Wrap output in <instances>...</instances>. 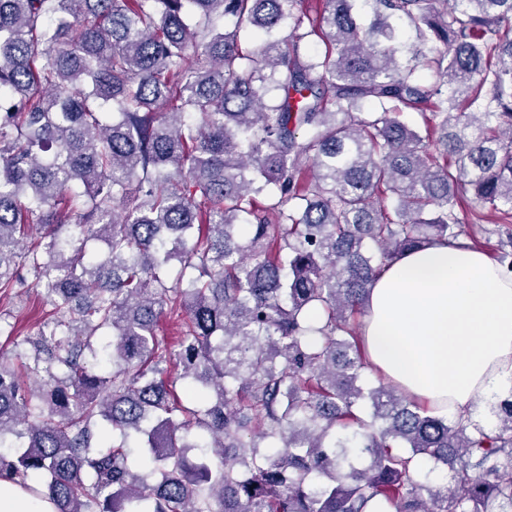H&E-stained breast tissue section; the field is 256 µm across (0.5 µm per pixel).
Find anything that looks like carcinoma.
Returning a JSON list of instances; mask_svg holds the SVG:
<instances>
[{"label": "carcinoma", "instance_id": "cac0c4a2", "mask_svg": "<svg viewBox=\"0 0 512 512\" xmlns=\"http://www.w3.org/2000/svg\"><path fill=\"white\" fill-rule=\"evenodd\" d=\"M320 2L0 0V296L50 307L0 354V478L56 512H512V399L363 387L355 322L457 208L512 224V0Z\"/></svg>", "mask_w": 512, "mask_h": 512}]
</instances>
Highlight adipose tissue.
Returning a JSON list of instances; mask_svg holds the SVG:
<instances>
[{
    "instance_id": "1",
    "label": "adipose tissue",
    "mask_w": 512,
    "mask_h": 512,
    "mask_svg": "<svg viewBox=\"0 0 512 512\" xmlns=\"http://www.w3.org/2000/svg\"><path fill=\"white\" fill-rule=\"evenodd\" d=\"M362 336L371 362L409 397L461 417L512 390V275L440 240L375 282ZM0 512H56L45 492L0 479Z\"/></svg>"
}]
</instances>
